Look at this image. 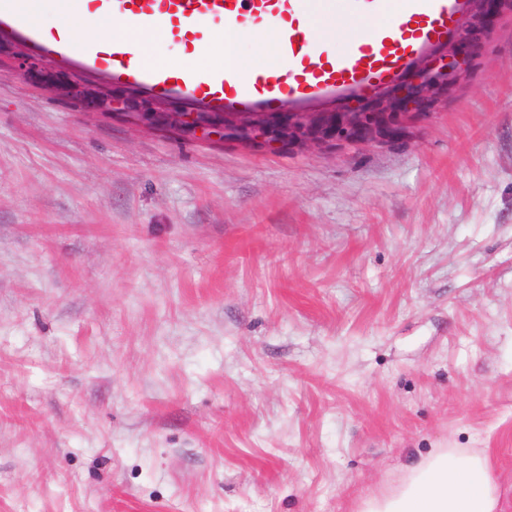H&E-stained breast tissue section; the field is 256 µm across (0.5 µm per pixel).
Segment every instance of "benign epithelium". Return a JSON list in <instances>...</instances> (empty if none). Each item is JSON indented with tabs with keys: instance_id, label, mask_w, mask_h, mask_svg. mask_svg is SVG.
Here are the masks:
<instances>
[{
	"instance_id": "benign-epithelium-1",
	"label": "benign epithelium",
	"mask_w": 512,
	"mask_h": 512,
	"mask_svg": "<svg viewBox=\"0 0 512 512\" xmlns=\"http://www.w3.org/2000/svg\"><path fill=\"white\" fill-rule=\"evenodd\" d=\"M512 11V0H461L459 22L448 35V43L425 52L395 84L380 88L365 106L331 103L318 110L297 109L286 119L265 112L216 114L182 103L174 111L165 99L146 92H130L119 99L106 85L89 84L78 78L57 81L53 66L45 59L26 52L14 41L0 40V50L15 61L23 73L36 71L51 91L79 101L93 103L106 113L124 115L138 127L182 132L202 137L234 134L245 146L288 145L300 149L320 146L327 141L351 145H384L404 134L403 128L430 116L429 110L467 80L473 58L490 27L505 12Z\"/></svg>"
}]
</instances>
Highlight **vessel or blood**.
Segmentation results:
<instances>
[{
  "label": "vessel or blood",
  "mask_w": 512,
  "mask_h": 512,
  "mask_svg": "<svg viewBox=\"0 0 512 512\" xmlns=\"http://www.w3.org/2000/svg\"><path fill=\"white\" fill-rule=\"evenodd\" d=\"M18 0H0V22L41 43V31L29 23ZM75 16L112 15L135 26L164 33L188 52L205 48L212 25L228 29L276 22L284 67L243 78L227 68L188 76L174 69H150L122 41H99L80 54L85 68L160 88L213 108L267 105L283 98L321 96L344 89L361 90L403 74L421 50L444 46L455 23L456 0H415L404 15L376 29L372 37L339 53L315 46L308 34L309 15L319 6L329 14L373 17L384 0H64Z\"/></svg>",
  "instance_id": "obj_1"
}]
</instances>
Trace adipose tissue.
I'll use <instances>...</instances> for the list:
<instances>
[{"label": "adipose tissue", "mask_w": 512, "mask_h": 512, "mask_svg": "<svg viewBox=\"0 0 512 512\" xmlns=\"http://www.w3.org/2000/svg\"><path fill=\"white\" fill-rule=\"evenodd\" d=\"M55 27L72 37L92 40L122 38L139 45L141 35L132 26L93 18L74 19L62 12ZM500 488L489 459L481 448H436L407 467L386 492L366 498L358 512H501Z\"/></svg>", "instance_id": "obj_1"}]
</instances>
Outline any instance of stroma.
<instances>
[{"instance_id": "stroma-1", "label": "stroma", "mask_w": 512, "mask_h": 512, "mask_svg": "<svg viewBox=\"0 0 512 512\" xmlns=\"http://www.w3.org/2000/svg\"><path fill=\"white\" fill-rule=\"evenodd\" d=\"M434 448L512 512V13L383 147L146 130L0 59V512H356Z\"/></svg>"}]
</instances>
